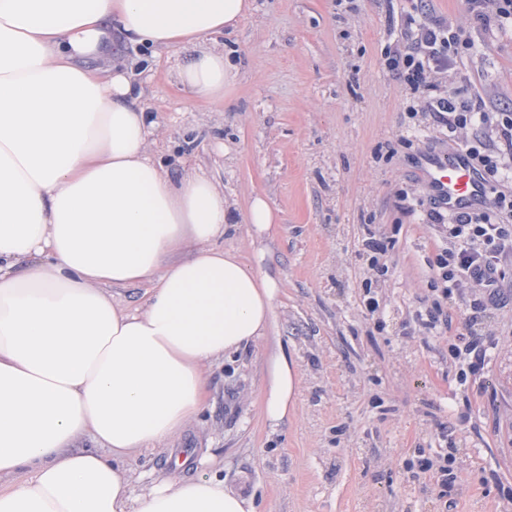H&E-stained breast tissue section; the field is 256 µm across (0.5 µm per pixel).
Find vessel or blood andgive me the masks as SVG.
<instances>
[{"mask_svg": "<svg viewBox=\"0 0 512 512\" xmlns=\"http://www.w3.org/2000/svg\"><path fill=\"white\" fill-rule=\"evenodd\" d=\"M429 186L457 211H475L486 203L484 181L465 151L449 149L424 167Z\"/></svg>", "mask_w": 512, "mask_h": 512, "instance_id": "1", "label": "vessel or blood"}]
</instances>
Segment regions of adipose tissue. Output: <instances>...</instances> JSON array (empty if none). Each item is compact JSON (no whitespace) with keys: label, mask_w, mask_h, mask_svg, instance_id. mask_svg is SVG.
I'll list each match as a JSON object with an SVG mask.
<instances>
[{"label":"adipose tissue","mask_w":512,"mask_h":512,"mask_svg":"<svg viewBox=\"0 0 512 512\" xmlns=\"http://www.w3.org/2000/svg\"><path fill=\"white\" fill-rule=\"evenodd\" d=\"M251 0H0V512H256L216 474L133 495L124 462L206 407L210 362L276 336L278 216L248 201L252 261L221 247L232 205L206 174L172 180L155 120L112 44L184 49L175 80L220 98L236 76L218 35ZM132 285L146 300L129 310ZM298 368L267 359L262 415L295 406ZM99 452L76 450L83 436Z\"/></svg>","instance_id":"ef3b65f1"}]
</instances>
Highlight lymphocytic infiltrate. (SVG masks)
<instances>
[{"label":"lymphocytic infiltrate","instance_id":"f902f5d3","mask_svg":"<svg viewBox=\"0 0 512 512\" xmlns=\"http://www.w3.org/2000/svg\"><path fill=\"white\" fill-rule=\"evenodd\" d=\"M466 46L451 26L423 22L410 45L387 51L386 57L389 67L416 90L430 86L433 72L447 69L449 52ZM428 109L448 132L479 124L495 130L506 143L500 150L479 136L466 146L491 192L488 206L436 217L445 227L449 245L435 257V284L446 297L466 282L482 289L483 298L472 305L478 317L499 300L503 264L512 257V190L501 182L504 170L512 168V113L495 111L490 103L469 104L451 91L431 99Z\"/></svg>","mask_w":512,"mask_h":512}]
</instances>
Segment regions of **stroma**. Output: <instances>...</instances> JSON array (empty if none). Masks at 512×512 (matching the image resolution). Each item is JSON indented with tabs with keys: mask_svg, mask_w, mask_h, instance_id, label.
I'll return each mask as SVG.
<instances>
[{
	"mask_svg": "<svg viewBox=\"0 0 512 512\" xmlns=\"http://www.w3.org/2000/svg\"><path fill=\"white\" fill-rule=\"evenodd\" d=\"M253 4L224 38L239 72L222 99L200 101L177 86L172 51L152 58L120 43L89 63H126L147 85L154 150L172 179L193 166L222 184L237 221L225 248H246L248 197L262 194L276 211L265 265L283 281L277 341L300 377L294 414L273 429L260 403L277 341L213 364L201 419L168 448L127 460L133 494L154 479L196 478L210 456L256 512H512V264L501 304L479 320L470 308L478 289L442 298L433 261L447 241L420 174L426 156L465 147L481 129L448 134L427 108L430 91L410 89L385 58L413 25L446 22L470 47L433 74L434 85L511 112L512 32L470 0ZM371 238L386 247V276L364 250ZM370 297L377 313L365 307ZM437 303L447 322L426 329L418 316ZM475 333L491 355L463 381L466 363L448 346ZM443 455L453 459L446 488L416 466Z\"/></svg>",
	"mask_w": 512,
	"mask_h": 512,
	"instance_id": "obj_1",
	"label": "stroma"
}]
</instances>
